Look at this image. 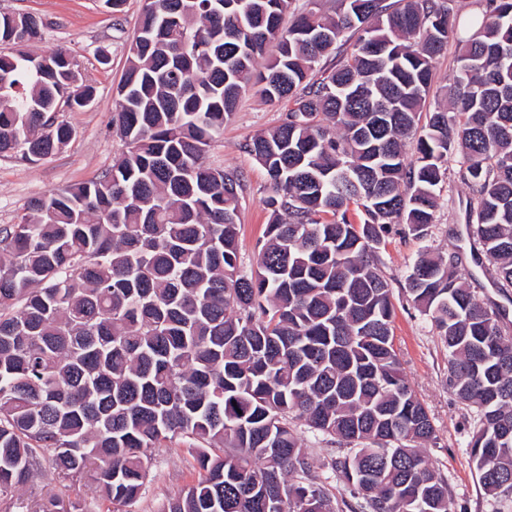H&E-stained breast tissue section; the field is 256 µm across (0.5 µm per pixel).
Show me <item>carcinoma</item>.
<instances>
[{"mask_svg": "<svg viewBox=\"0 0 512 512\" xmlns=\"http://www.w3.org/2000/svg\"><path fill=\"white\" fill-rule=\"evenodd\" d=\"M143 0L114 97L125 149L102 177L31 200L0 227V494L51 463L135 503L152 452L191 441L200 473L162 512H454L422 445L434 428L394 348L377 249L424 239L448 161L471 190L469 235L512 287V0H481L458 40L453 111H423L455 0ZM0 14V156H54L59 105L94 89L64 48ZM355 38L338 67L321 61ZM277 53L265 58L267 46ZM253 89L292 102L245 151L267 172L266 243L238 255L243 175L205 153ZM416 137L415 158L405 139ZM460 256L422 249L405 277L474 408L470 456L489 496L512 495V337L461 281ZM334 445L323 471L294 420Z\"/></svg>", "mask_w": 512, "mask_h": 512, "instance_id": "carcinoma-1", "label": "carcinoma"}]
</instances>
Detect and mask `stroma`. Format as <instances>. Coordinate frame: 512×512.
Returning a JSON list of instances; mask_svg holds the SVG:
<instances>
[{
    "label": "stroma",
    "instance_id": "stroma-1",
    "mask_svg": "<svg viewBox=\"0 0 512 512\" xmlns=\"http://www.w3.org/2000/svg\"><path fill=\"white\" fill-rule=\"evenodd\" d=\"M141 6L142 0H126L116 13L105 0H0V13H28L44 21L42 38L31 45V52L46 54L60 46L66 48L94 87L93 100L83 111L63 112L73 137L51 159L32 164L0 156V226L17 223L32 199L98 178L121 153L123 144L112 127L113 98L125 72ZM287 110V102L243 94L232 120L206 153L208 164L238 169L246 180L238 236L240 261L246 268L254 264L264 242L270 211L265 204L268 176L244 145L256 133L278 125ZM448 167V180L439 194L427 238L418 240L393 227L378 252L379 268L393 287L392 330L404 375L426 406L435 431L425 447L426 458L447 480L456 512H512V497L486 495L479 483L467 448L472 410L449 386L448 351L430 316L414 306L402 287L421 248L443 255L460 252L463 281L480 302L502 311V328L512 336V288L497 287L487 266L473 261L465 227L468 189L458 176L456 162H449ZM197 476L189 439L175 437L154 450L143 494L129 512H161L167 500ZM54 495L63 496L67 512L113 510L111 501L102 497L90 478L65 488L51 477L38 476L1 496L0 512H37Z\"/></svg>",
    "mask_w": 512,
    "mask_h": 512
}]
</instances>
